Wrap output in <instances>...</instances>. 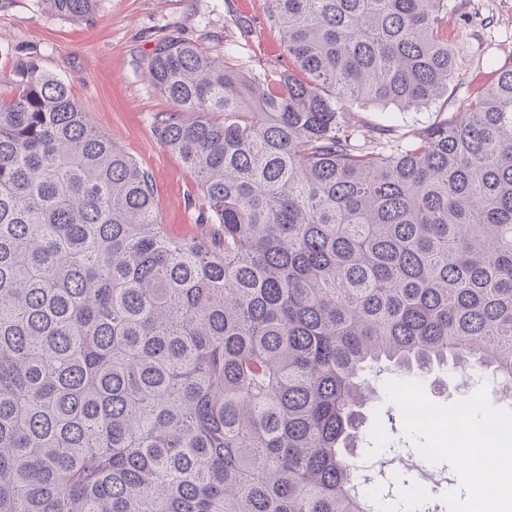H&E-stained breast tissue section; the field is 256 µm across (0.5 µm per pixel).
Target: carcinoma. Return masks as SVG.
I'll return each instance as SVG.
<instances>
[{"mask_svg": "<svg viewBox=\"0 0 512 512\" xmlns=\"http://www.w3.org/2000/svg\"><path fill=\"white\" fill-rule=\"evenodd\" d=\"M85 20L98 0H44ZM292 67L181 37L146 77L217 233L34 56L0 96V512H374L368 377L448 363L512 399V58L451 119L448 0H269Z\"/></svg>", "mask_w": 512, "mask_h": 512, "instance_id": "obj_1", "label": "carcinoma"}]
</instances>
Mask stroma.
<instances>
[{
    "mask_svg": "<svg viewBox=\"0 0 512 512\" xmlns=\"http://www.w3.org/2000/svg\"><path fill=\"white\" fill-rule=\"evenodd\" d=\"M268 0H99L94 16L72 20L49 12L42 0H0V93L18 57L33 55L66 82L99 128L146 169L153 181L160 222L173 237H207L204 201L195 176L179 155L159 142L155 122L169 111L143 68L156 42L181 36L215 55H230L246 69L288 68L280 36L267 20ZM453 92L410 111L393 105L354 103L343 109L349 126L364 133L391 126L413 133L454 116L460 104L495 77L497 63L512 58V0H448ZM429 399L450 404L472 395L458 370L437 369L423 380ZM365 408L360 445L368 454L414 458L400 412L385 401L383 381Z\"/></svg>",
    "mask_w": 512,
    "mask_h": 512,
    "instance_id": "stroma-1",
    "label": "stroma"
}]
</instances>
